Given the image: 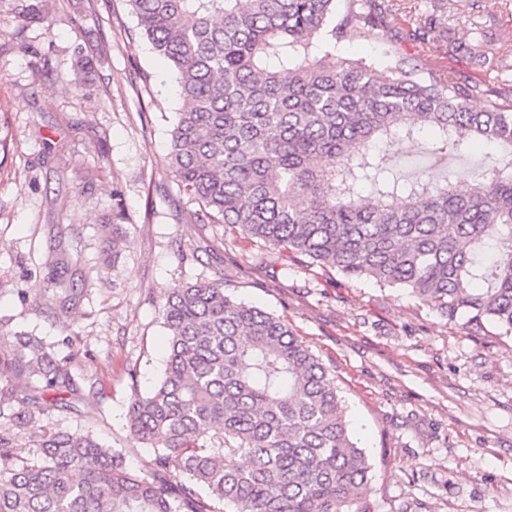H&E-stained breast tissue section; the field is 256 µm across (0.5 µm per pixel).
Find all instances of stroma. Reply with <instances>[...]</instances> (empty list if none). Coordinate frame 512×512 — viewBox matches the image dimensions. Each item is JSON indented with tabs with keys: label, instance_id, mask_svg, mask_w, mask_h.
Here are the masks:
<instances>
[{
	"label": "stroma",
	"instance_id": "obj_1",
	"mask_svg": "<svg viewBox=\"0 0 512 512\" xmlns=\"http://www.w3.org/2000/svg\"><path fill=\"white\" fill-rule=\"evenodd\" d=\"M33 3L37 22L21 13ZM392 43L474 85L473 109L512 98V0H391L384 29L339 51L384 69ZM180 106L124 0H0V320L72 356L95 391L45 424L92 433L148 474L155 450L133 438L127 411L162 373L159 306L177 284L220 280L335 370L350 435L372 460V512H512V337L475 335L402 289L325 276L208 223L171 173ZM69 273L84 292L61 319L56 281Z\"/></svg>",
	"mask_w": 512,
	"mask_h": 512
}]
</instances>
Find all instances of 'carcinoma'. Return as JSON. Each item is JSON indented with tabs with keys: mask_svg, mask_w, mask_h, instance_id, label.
Here are the masks:
<instances>
[{
	"mask_svg": "<svg viewBox=\"0 0 512 512\" xmlns=\"http://www.w3.org/2000/svg\"><path fill=\"white\" fill-rule=\"evenodd\" d=\"M126 2L177 75L172 174L205 217L512 335V101L474 112L471 87L417 63L386 76L337 56L350 33L384 26L376 0ZM426 131L436 160L465 144L500 156L466 195L431 166L388 179L393 139ZM159 315L163 377L128 409L133 438L155 449L147 478L91 434L43 424L94 389L39 337L0 330V375L32 390L17 409L0 388V512H370L351 510L371 464L334 371L287 323L222 281L170 289ZM20 434L37 442L33 463Z\"/></svg>",
	"mask_w": 512,
	"mask_h": 512,
	"instance_id": "carcinoma-1",
	"label": "carcinoma"
}]
</instances>
